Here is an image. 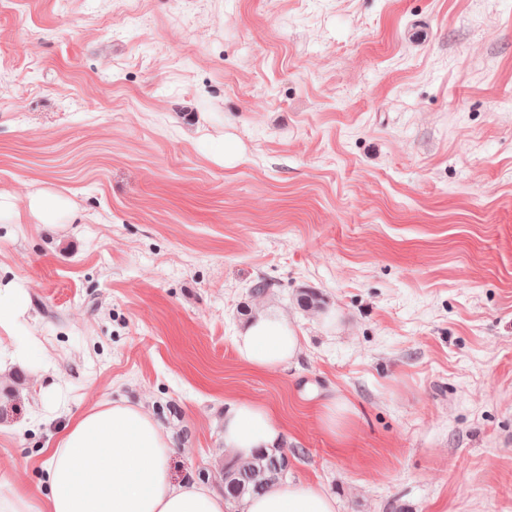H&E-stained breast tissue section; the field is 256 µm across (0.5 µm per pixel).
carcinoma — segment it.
<instances>
[{
	"label": "carcinoma",
	"mask_w": 512,
	"mask_h": 512,
	"mask_svg": "<svg viewBox=\"0 0 512 512\" xmlns=\"http://www.w3.org/2000/svg\"><path fill=\"white\" fill-rule=\"evenodd\" d=\"M302 452L301 448H278L259 451L248 460L226 458L218 472L224 501L237 508L245 497L271 490L287 476L288 457L296 458Z\"/></svg>",
	"instance_id": "obj_1"
}]
</instances>
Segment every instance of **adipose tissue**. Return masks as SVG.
I'll return each instance as SVG.
<instances>
[{
	"instance_id": "obj_1",
	"label": "adipose tissue",
	"mask_w": 512,
	"mask_h": 512,
	"mask_svg": "<svg viewBox=\"0 0 512 512\" xmlns=\"http://www.w3.org/2000/svg\"><path fill=\"white\" fill-rule=\"evenodd\" d=\"M238 358L257 372L293 361L300 339L283 318L256 314L234 338ZM287 430L268 407L245 399L224 403V447L246 460L278 447ZM169 432L143 407L93 406L72 418L45 449L33 487L0 497V512H228L219 493L194 480H174ZM241 512H337L335 497L312 483L288 482L246 499Z\"/></svg>"
}]
</instances>
